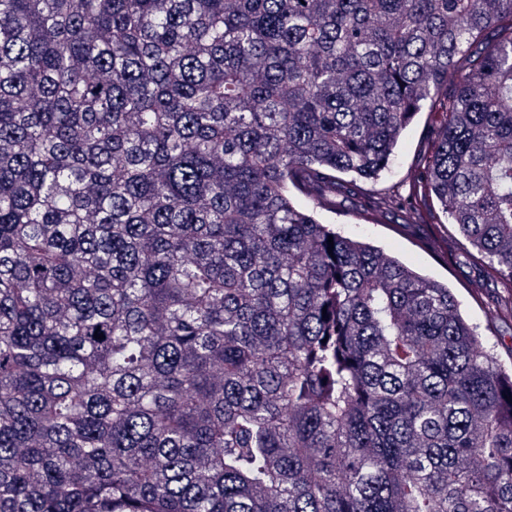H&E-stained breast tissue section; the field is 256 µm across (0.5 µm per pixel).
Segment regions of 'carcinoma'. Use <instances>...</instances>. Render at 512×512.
Returning a JSON list of instances; mask_svg holds the SVG:
<instances>
[{
	"mask_svg": "<svg viewBox=\"0 0 512 512\" xmlns=\"http://www.w3.org/2000/svg\"><path fill=\"white\" fill-rule=\"evenodd\" d=\"M456 70L511 318L512 0H0V512H512V368L315 211Z\"/></svg>",
	"mask_w": 512,
	"mask_h": 512,
	"instance_id": "obj_1",
	"label": "carcinoma"
}]
</instances>
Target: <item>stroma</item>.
Wrapping results in <instances>:
<instances>
[{
	"instance_id": "35a3bbf8",
	"label": "stroma",
	"mask_w": 512,
	"mask_h": 512,
	"mask_svg": "<svg viewBox=\"0 0 512 512\" xmlns=\"http://www.w3.org/2000/svg\"><path fill=\"white\" fill-rule=\"evenodd\" d=\"M436 131L434 114L426 111L418 114L404 132L388 170L379 179L361 182L363 193L385 194L406 188L425 166ZM318 217L322 223L336 225L345 234L368 238L384 252L396 256L426 277L447 283L470 322L490 344L495 345L500 359L506 365H512V320L499 318L493 288H486L482 296H473L471 283L482 263L468 254L456 229H449L451 251L442 257L424 248L417 231L399 226L394 215H382L375 224L363 221L353 199L339 202L336 209L319 211Z\"/></svg>"
}]
</instances>
